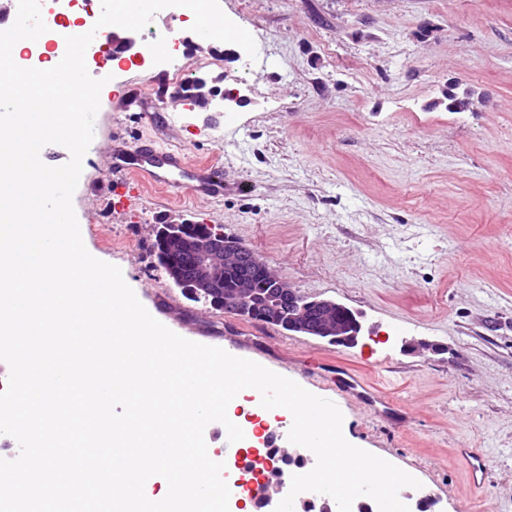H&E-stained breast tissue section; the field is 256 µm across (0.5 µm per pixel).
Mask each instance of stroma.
Here are the masks:
<instances>
[{
    "label": "stroma",
    "instance_id": "stroma-1",
    "mask_svg": "<svg viewBox=\"0 0 512 512\" xmlns=\"http://www.w3.org/2000/svg\"><path fill=\"white\" fill-rule=\"evenodd\" d=\"M254 38L250 70L183 76L237 89L241 104L183 102L150 123L103 88L101 144L186 148L224 168L218 200L127 181L86 154L73 207L89 251L121 268L152 316L201 344L237 340L247 359L336 398L352 445L410 472L431 512H512V0H219ZM475 106L448 109L447 92ZM108 197L99 222L93 202ZM219 224L300 295L359 315L357 345L294 335L188 299L158 267L170 210ZM169 307L156 309L154 295ZM350 369L398 400L395 426L336 397ZM477 449L474 488L457 451Z\"/></svg>",
    "mask_w": 512,
    "mask_h": 512
}]
</instances>
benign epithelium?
<instances>
[{
	"mask_svg": "<svg viewBox=\"0 0 512 512\" xmlns=\"http://www.w3.org/2000/svg\"><path fill=\"white\" fill-rule=\"evenodd\" d=\"M188 231V221L167 222L156 229V241L167 247L180 242ZM247 263L262 269L266 287L273 289L276 296L274 316L288 317L293 332L345 345L358 343L362 323L356 313L331 299L309 300L301 296L278 278L253 250L228 234L196 236L192 249L194 280L186 288L180 281L176 286L184 288L190 298L206 301L212 288L224 280V272ZM235 288V295L226 301L224 310L244 318L251 317V300L255 296L253 280L242 276Z\"/></svg>",
	"mask_w": 512,
	"mask_h": 512,
	"instance_id": "benign-epithelium-1",
	"label": "benign epithelium"
}]
</instances>
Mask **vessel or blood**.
<instances>
[{"instance_id": "vessel-or-blood-1", "label": "vessel or blood", "mask_w": 512, "mask_h": 512, "mask_svg": "<svg viewBox=\"0 0 512 512\" xmlns=\"http://www.w3.org/2000/svg\"><path fill=\"white\" fill-rule=\"evenodd\" d=\"M110 168L113 175H130L144 183L165 186L175 191L190 183L196 193L211 198L223 197L226 187L222 167L192 161L181 150L150 146L131 149L116 144L110 149ZM337 392L342 398L358 402L382 415H393L398 411L389 396L367 383L356 372L347 369L338 375ZM459 455L474 487H482L488 475L483 457L471 448L460 449Z\"/></svg>"}]
</instances>
